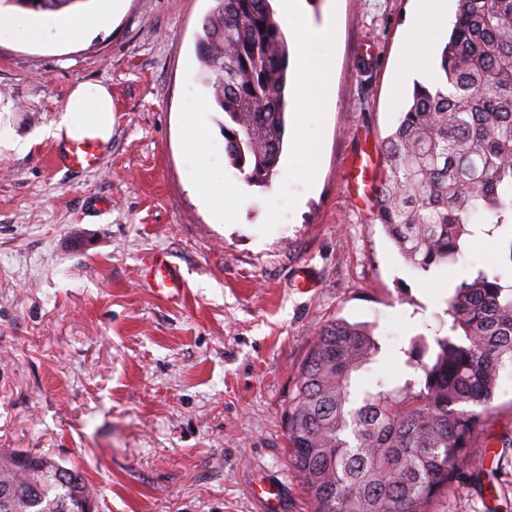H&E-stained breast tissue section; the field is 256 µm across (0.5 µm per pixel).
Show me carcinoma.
Wrapping results in <instances>:
<instances>
[{"mask_svg": "<svg viewBox=\"0 0 512 512\" xmlns=\"http://www.w3.org/2000/svg\"><path fill=\"white\" fill-rule=\"evenodd\" d=\"M79 0H0L55 11ZM197 53L224 112L230 163L268 185L286 130L289 50L272 0H214ZM437 86L414 85L386 138L376 220L415 268L457 261L481 223L512 229V0H456ZM448 335L418 336L402 379L358 393L380 345L359 324L321 328L288 402V444L313 512H431L462 483L512 369V284L480 269L448 296ZM83 472L0 451V512H85Z\"/></svg>", "mask_w": 512, "mask_h": 512, "instance_id": "obj_1", "label": "carcinoma"}]
</instances>
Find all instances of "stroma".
I'll list each match as a JSON object with an SVG mask.
<instances>
[{"mask_svg":"<svg viewBox=\"0 0 512 512\" xmlns=\"http://www.w3.org/2000/svg\"><path fill=\"white\" fill-rule=\"evenodd\" d=\"M214 0H125L112 24L72 43L0 35V106L26 141L0 148V450L79 466L98 512H269L259 485L280 487L278 512H312L289 462L286 409L320 328L372 329L381 350L359 390L397 379L413 338L447 332V300L477 270L512 284L500 231L465 243L452 266L413 268L374 203L356 207L348 159L380 150L412 89L393 100L394 70L419 0H319L336 10L334 46L317 49L331 102L289 116L270 186L229 164L201 79L196 42ZM373 42L371 73H355ZM112 92V140L93 169L53 163L48 136L72 89ZM207 99L210 150L241 205L223 223L192 190L182 141L195 98ZM319 138L317 185L303 191L295 135ZM165 253L180 300L155 296L144 264ZM488 446L433 512H512V374H505Z\"/></svg>","mask_w":512,"mask_h":512,"instance_id":"1","label":"stroma"}]
</instances>
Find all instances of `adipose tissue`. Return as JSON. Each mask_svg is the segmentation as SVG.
I'll list each match as a JSON object with an SVG mask.
<instances>
[{
  "label": "adipose tissue",
  "mask_w": 512,
  "mask_h": 512,
  "mask_svg": "<svg viewBox=\"0 0 512 512\" xmlns=\"http://www.w3.org/2000/svg\"><path fill=\"white\" fill-rule=\"evenodd\" d=\"M284 17L303 21L300 30L290 33L289 39L295 53L303 63L296 71L299 104L326 103V70L318 60L315 50L331 46L336 33L334 17H327L322 24H314L308 18L304 0H279ZM123 0H98L97 6L80 15L39 17L5 16L0 14V27L10 28L14 37L27 43H37L49 38L59 41L73 40L92 31L104 28L113 21L121 9ZM112 93L106 85L78 84L70 93L59 121L51 129V136L64 144L92 140L108 144L112 139ZM186 137L196 150V175L193 189L203 205L216 219H223L226 209L237 203L233 191L218 194L214 190L224 174L217 170L206 148L205 120L197 118L186 130Z\"/></svg>",
  "instance_id": "ef3b65f1"
}]
</instances>
